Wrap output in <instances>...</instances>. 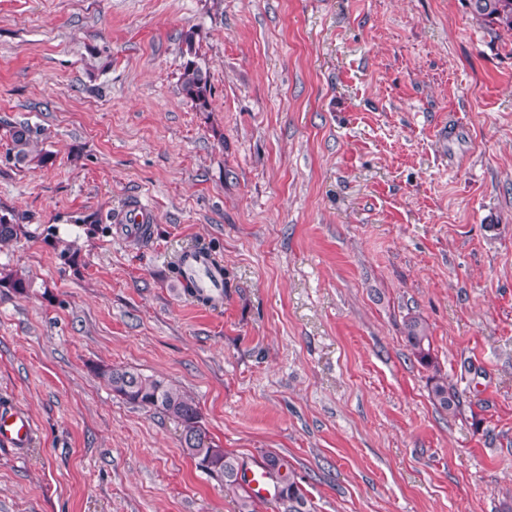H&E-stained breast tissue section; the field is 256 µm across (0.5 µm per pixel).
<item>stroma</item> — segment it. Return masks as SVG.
Instances as JSON below:
<instances>
[{"label":"stroma","mask_w":512,"mask_h":512,"mask_svg":"<svg viewBox=\"0 0 512 512\" xmlns=\"http://www.w3.org/2000/svg\"><path fill=\"white\" fill-rule=\"evenodd\" d=\"M190 30L207 112L178 92ZM23 122L45 166L7 162ZM0 206L31 217L0 243L28 282L0 288V404L36 426L0 446V512H238L98 365L288 457L316 512L512 506V33L467 0H0ZM193 245L223 299L172 268ZM150 220V209L141 202H136L134 205H129L126 208L124 214L122 215L121 224L124 225V230L126 233L130 235H136L145 224L150 222ZM404 337L407 347L416 360L433 371L430 377V397L434 404L448 413H455L460 405L457 396L448 391L447 377L432 355V341L427 322L419 315H410L404 321Z\"/></svg>","instance_id":"35a3bbf8"}]
</instances>
